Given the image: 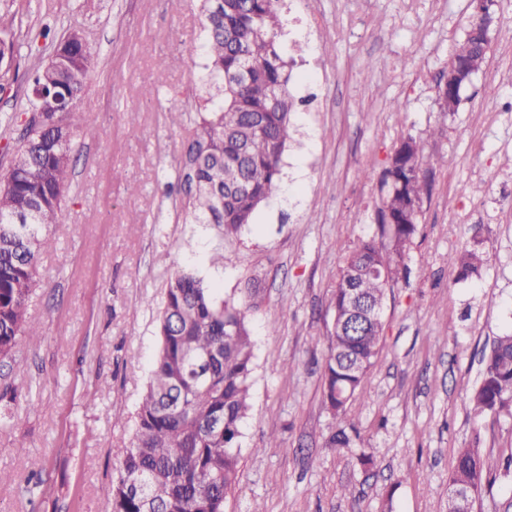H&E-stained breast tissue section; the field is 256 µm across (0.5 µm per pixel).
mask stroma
Wrapping results in <instances>:
<instances>
[{"mask_svg": "<svg viewBox=\"0 0 512 512\" xmlns=\"http://www.w3.org/2000/svg\"><path fill=\"white\" fill-rule=\"evenodd\" d=\"M286 2L297 132L281 193L228 238L193 223L181 189L205 98L201 0H0V32L17 47L0 65V175L18 136L7 119L26 112L27 77L54 49L42 26L80 27L94 48L81 120L98 132L76 140L54 247L39 259L28 312L43 340L19 337L0 362V392H17L0 399L10 475L0 512H111L104 489L131 445L160 346L158 305L186 270L245 312L254 341L239 482L224 512H448V472L469 447L493 481L475 512L512 502V472L499 467L512 455V412L477 419L469 405L483 351L512 331V0H496L497 34L453 112L437 85L471 0ZM170 57L180 65L166 66ZM133 100L139 111H126ZM410 137L441 163L426 175L375 365L339 423L322 397L329 303L347 248L378 231L382 179ZM477 240L482 275L457 280L448 257ZM341 424L352 443L330 447ZM364 454L373 464H360Z\"/></svg>", "mask_w": 512, "mask_h": 512, "instance_id": "obj_1", "label": "stroma"}]
</instances>
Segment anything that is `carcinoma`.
Masks as SVG:
<instances>
[{"instance_id": "obj_1", "label": "carcinoma", "mask_w": 512, "mask_h": 512, "mask_svg": "<svg viewBox=\"0 0 512 512\" xmlns=\"http://www.w3.org/2000/svg\"><path fill=\"white\" fill-rule=\"evenodd\" d=\"M285 0H202L205 64L200 81L204 112L184 157L185 192L197 224H217L237 234L254 211L278 195L282 157L294 130L295 102L280 43ZM55 96L28 98L40 126L16 139L0 178V358L12 356L17 338L42 341L30 320L28 300L39 255L53 246L48 229L58 222L69 189L77 124L94 50L78 28ZM439 159L424 155L409 138L394 150L381 188L378 233L360 240L345 257L330 306L346 314L352 287L372 305L385 307L388 286L403 263L419 218L415 204L428 191L424 173ZM483 252L448 255L460 279L481 275ZM382 323L352 334H331L322 394L337 422L363 389L375 363ZM160 349L147 390L134 413V436L107 489L112 512H224L225 495L239 477L241 426L249 410L253 341L245 313L191 272L170 277L159 317ZM471 397L480 418L512 403V335L494 339L482 358ZM448 484L482 493L491 484L477 448L458 450Z\"/></svg>"}]
</instances>
